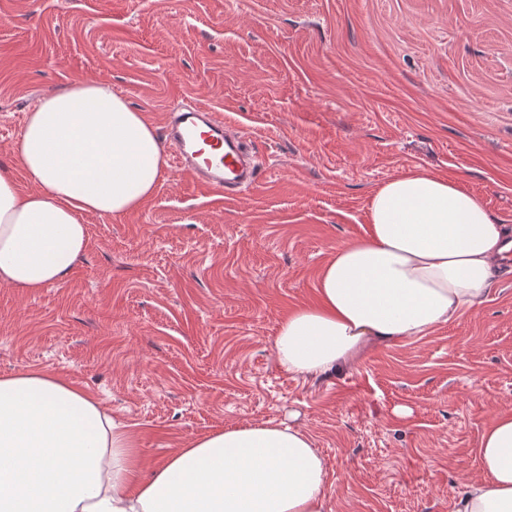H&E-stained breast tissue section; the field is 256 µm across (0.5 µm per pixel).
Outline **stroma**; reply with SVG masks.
I'll use <instances>...</instances> for the list:
<instances>
[{
	"mask_svg": "<svg viewBox=\"0 0 512 512\" xmlns=\"http://www.w3.org/2000/svg\"><path fill=\"white\" fill-rule=\"evenodd\" d=\"M77 80L158 128L183 100L223 113L262 175L227 200L170 169L138 210L88 216L65 281L0 287V375L86 388L148 467L210 429L283 422L323 456L330 512H454L512 409V272L325 377L280 369L274 337L401 172L456 179L512 225V0H0V165L21 189L27 113Z\"/></svg>",
	"mask_w": 512,
	"mask_h": 512,
	"instance_id": "stroma-1",
	"label": "stroma"
}]
</instances>
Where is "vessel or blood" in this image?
<instances>
[{"instance_id":"obj_1","label":"vessel or blood","mask_w":512,"mask_h":512,"mask_svg":"<svg viewBox=\"0 0 512 512\" xmlns=\"http://www.w3.org/2000/svg\"><path fill=\"white\" fill-rule=\"evenodd\" d=\"M162 135L172 166L190 173L206 190L231 199L258 179L244 136L229 134L223 113L185 103L166 113Z\"/></svg>"}]
</instances>
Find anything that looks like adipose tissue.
<instances>
[{
  "mask_svg": "<svg viewBox=\"0 0 512 512\" xmlns=\"http://www.w3.org/2000/svg\"><path fill=\"white\" fill-rule=\"evenodd\" d=\"M0 166V286L65 280L88 244L86 216L139 208L168 166L143 113L111 86L74 82L41 97ZM512 227L456 180L424 169L374 188L365 234L336 248L313 302L274 339L301 377L364 350L421 337L488 300ZM482 479L455 512H512V410L484 428ZM326 464L304 431L262 422L217 428L145 468L130 424L89 391L41 369L0 376V512H327Z\"/></svg>",
  "mask_w": 512,
  "mask_h": 512,
  "instance_id": "ef3b65f1",
  "label": "adipose tissue"
}]
</instances>
